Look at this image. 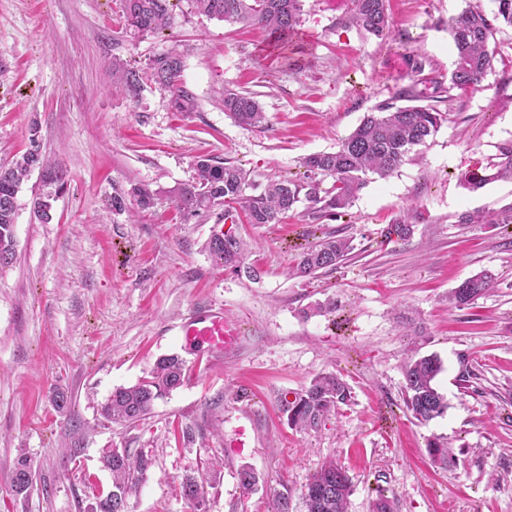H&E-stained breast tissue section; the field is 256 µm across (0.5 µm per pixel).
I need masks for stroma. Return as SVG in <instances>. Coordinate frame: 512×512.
I'll list each match as a JSON object with an SVG mask.
<instances>
[{
	"instance_id": "35a3bbf8",
	"label": "stroma",
	"mask_w": 512,
	"mask_h": 512,
	"mask_svg": "<svg viewBox=\"0 0 512 512\" xmlns=\"http://www.w3.org/2000/svg\"><path fill=\"white\" fill-rule=\"evenodd\" d=\"M170 3L172 29L134 41L119 0H0V164L35 145L67 170L47 224L34 214L39 173L23 182L15 257L0 269V512H86L112 487L102 457L113 448L153 456L127 512H271L282 483L292 512H304L301 492L328 459L352 479L348 512H371L379 486L394 512H512V240L498 225L461 221L512 208V180L475 192L460 181L512 139V26L497 23L503 60L481 86L439 102L448 120L418 158L371 176L349 208L323 218L355 251L308 280L288 275L305 243V203L281 224L234 225L249 250L233 268L206 247L223 208L184 219L174 189L201 156L249 171L259 188L299 176L302 156L336 151L367 112L414 84L407 55L449 73V18L494 2L389 0L393 31L376 38L344 26L350 0H303L284 52L262 29ZM174 46L196 111H175L152 81L135 100L113 83V59L143 69ZM228 87L254 94L266 128L225 113ZM134 185L159 191L158 204L113 211L114 192ZM402 218L411 237L382 245ZM484 268L499 275L494 291L454 307L453 289ZM329 298L335 312L305 316ZM203 308L236 324L235 350L188 360V379L145 420L104 419L114 389L181 353L177 326ZM429 355L442 362L448 407L422 425L403 405L402 368ZM325 372L349 382L350 405L319 431L289 428L280 395ZM58 391L70 399L62 411ZM432 436L451 445L453 464L431 460ZM22 454L33 484L18 495L10 477ZM245 465L260 476L248 493L237 479ZM188 474L204 477L203 500L182 496Z\"/></svg>"
}]
</instances>
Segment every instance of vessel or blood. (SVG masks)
Segmentation results:
<instances>
[{
  "instance_id": "1",
  "label": "vessel or blood",
  "mask_w": 512,
  "mask_h": 512,
  "mask_svg": "<svg viewBox=\"0 0 512 512\" xmlns=\"http://www.w3.org/2000/svg\"><path fill=\"white\" fill-rule=\"evenodd\" d=\"M183 346L190 353L204 352L220 357L235 349L238 332L224 321V314L213 310H196L179 326Z\"/></svg>"
}]
</instances>
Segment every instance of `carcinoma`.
<instances>
[{"label": "carcinoma", "mask_w": 512, "mask_h": 512, "mask_svg": "<svg viewBox=\"0 0 512 512\" xmlns=\"http://www.w3.org/2000/svg\"><path fill=\"white\" fill-rule=\"evenodd\" d=\"M170 0H121L125 33L142 39L172 26ZM196 10L210 18L242 26L263 28L276 46L288 44V39L300 23L302 0H192ZM496 10L489 17L479 8L468 7L448 19V34L455 50L454 68L449 78L440 74L423 75L422 64L408 56L412 70L419 75L415 84L396 91L393 102L377 108L344 138L334 152L314 153L303 157L302 176L268 182L262 191L249 192L252 182L240 167L207 158L196 162V178L175 189L178 207L186 216H199L224 207V222L237 224L240 214L250 224H280L297 203L306 201L311 219L307 236L312 238L299 253L292 273L300 278H314L323 270L336 268L354 249L353 240L322 231L317 220L348 208L366 186L368 177L387 178L411 159L418 146L439 131L447 114L434 104H423L424 93L417 85L424 84L433 93L466 91L480 87L492 71L497 47L490 46L494 22L512 26V0H495ZM344 25L353 26L366 36L386 37L391 33L392 20L388 0H351ZM183 58L171 50L150 59L146 69L129 68L120 61L112 62V77L121 82L127 95L139 96L144 80L165 86L172 92V105L178 112H193L196 99L181 82ZM406 100L405 106L396 101ZM224 111L242 128L266 127V115L252 94L233 88L224 89ZM41 173L42 192L34 202V213L42 222L51 220L53 203L64 192L67 172L48 163L38 146L15 161L0 165V268L12 263L15 255L14 224L19 189L31 171ZM512 178V140L497 147L495 157L484 166L465 172L462 182L475 191L499 179ZM332 179L328 189H322L326 179ZM137 208L146 211L155 204L157 192L134 186L130 194ZM472 224H511L512 209L501 214H468L462 217ZM412 225L398 221L387 227L385 241H406ZM209 252L224 265L241 262L244 242L231 229L214 233L208 242ZM498 281L490 270H482L464 279L450 297L457 307H463L485 296ZM442 371L440 360L425 356L408 361L403 368V397L407 411L419 423L425 424L441 416L448 407L436 386ZM187 374L186 362L177 355L158 358L149 376L132 386L120 387L101 406V415L115 423L134 424L150 414L155 400L179 387ZM352 391L342 375L320 374L310 384L282 396L279 410L289 427L318 431L339 408L351 402ZM426 448L434 462L441 465L455 461L453 450L438 437L427 440ZM104 465L112 473V490L97 497L91 512H120L119 505L139 482V477L153 464L152 456L143 452L133 456L128 451L109 450ZM32 467L28 459L19 457L11 478V489L17 494L27 492L31 485ZM185 498L195 500L204 494V485L188 475L182 481ZM353 483L343 466L331 460L324 463L311 477L302 494L305 512H348Z\"/></svg>", "instance_id": "carcinoma-1"}]
</instances>
